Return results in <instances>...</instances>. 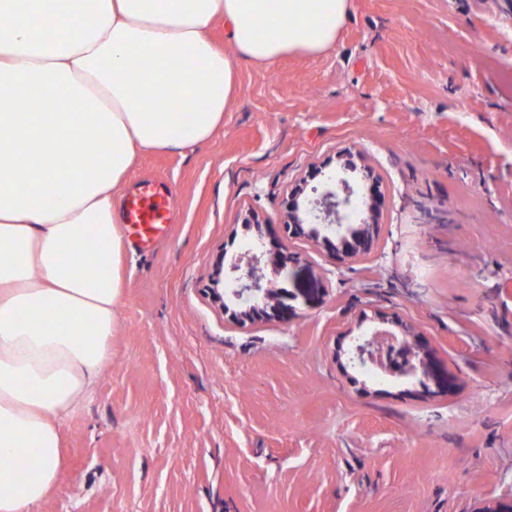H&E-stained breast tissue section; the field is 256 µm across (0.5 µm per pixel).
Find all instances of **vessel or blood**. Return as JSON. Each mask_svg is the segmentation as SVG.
Listing matches in <instances>:
<instances>
[{
    "instance_id": "1",
    "label": "vessel or blood",
    "mask_w": 512,
    "mask_h": 512,
    "mask_svg": "<svg viewBox=\"0 0 512 512\" xmlns=\"http://www.w3.org/2000/svg\"><path fill=\"white\" fill-rule=\"evenodd\" d=\"M173 214L172 189L165 183L147 178L126 195L121 228L134 245L143 248L166 233Z\"/></svg>"
}]
</instances>
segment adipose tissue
I'll return each instance as SVG.
<instances>
[{
    "mask_svg": "<svg viewBox=\"0 0 512 512\" xmlns=\"http://www.w3.org/2000/svg\"><path fill=\"white\" fill-rule=\"evenodd\" d=\"M351 2L0 0V512L57 490L62 424L111 355L137 155L211 138L235 57L321 55ZM218 18L227 51L208 36Z\"/></svg>",
    "mask_w": 512,
    "mask_h": 512,
    "instance_id": "ef3b65f1",
    "label": "adipose tissue"
}]
</instances>
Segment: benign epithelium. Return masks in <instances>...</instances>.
<instances>
[{"label":"benign epithelium","mask_w":512,"mask_h":512,"mask_svg":"<svg viewBox=\"0 0 512 512\" xmlns=\"http://www.w3.org/2000/svg\"><path fill=\"white\" fill-rule=\"evenodd\" d=\"M364 178L372 181L369 203L367 204L368 218L362 220L358 225L348 223L347 207L351 204L353 189L346 178L340 179L338 185L328 186L323 190L313 189L318 197L309 199L303 196L301 186L291 189L287 201V224L284 229L291 237H309L321 241L324 247L343 256H358L369 253L373 246L374 228L377 227L376 218L382 200V192L379 182L373 178L371 172H365ZM313 219L315 223L327 227H335V238L320 235L317 228L309 230L304 228L307 219ZM297 260V257L282 251L277 252L273 258L264 259V254L254 253L246 261H239L230 267L231 280L235 285L231 295L235 298L248 293L259 300L247 311L237 314V318L246 321L252 320L255 316L266 310L283 317L292 313L293 308L288 306V299L292 295L282 288H274L272 281L264 275H258L261 264H269L272 272L277 273L288 263ZM388 355L391 360L397 361L394 372L401 376L415 372L416 367H421L423 373L432 378L441 392H447L453 387V380L448 372L439 364L419 354L425 353V344L420 340L400 342L393 334L387 338ZM351 354L357 360L363 362L373 359V339H355ZM419 358V365L411 363V358Z\"/></svg>","instance_id":"1"}]
</instances>
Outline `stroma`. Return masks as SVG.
Segmentation results:
<instances>
[{
	"instance_id": "stroma-1",
	"label": "stroma",
	"mask_w": 512,
	"mask_h": 512,
	"mask_svg": "<svg viewBox=\"0 0 512 512\" xmlns=\"http://www.w3.org/2000/svg\"><path fill=\"white\" fill-rule=\"evenodd\" d=\"M224 126L142 155L175 216L125 245L123 301L92 402L63 426L38 512H512V0H352L333 48L236 59ZM352 164L371 253L283 237L288 193ZM264 231L248 224V215ZM294 315L246 322L226 273L259 247ZM422 337L455 380L350 358Z\"/></svg>"
}]
</instances>
